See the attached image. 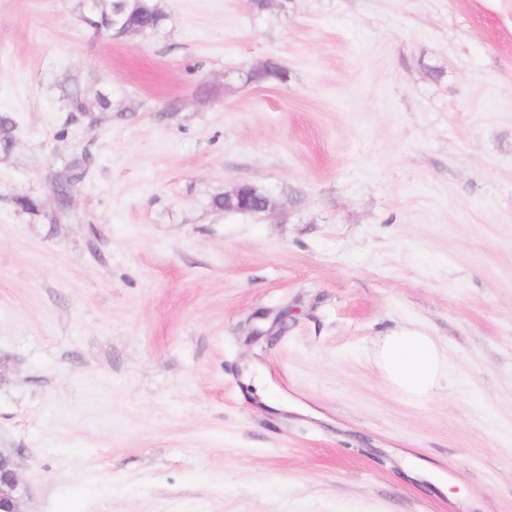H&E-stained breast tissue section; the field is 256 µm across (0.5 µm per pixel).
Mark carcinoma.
<instances>
[{
  "mask_svg": "<svg viewBox=\"0 0 512 512\" xmlns=\"http://www.w3.org/2000/svg\"><path fill=\"white\" fill-rule=\"evenodd\" d=\"M86 8L93 15L89 23L97 29L113 36H127L141 31L159 28L166 15L155 0H86ZM111 102L101 90L88 95L79 90L70 95V107L73 112L88 114L96 109L106 110ZM14 121L8 115H0V146L7 149L13 140ZM73 175L65 183L56 187L60 201H67L72 186L84 175L79 162L72 164Z\"/></svg>",
  "mask_w": 512,
  "mask_h": 512,
  "instance_id": "carcinoma-1",
  "label": "carcinoma"
}]
</instances>
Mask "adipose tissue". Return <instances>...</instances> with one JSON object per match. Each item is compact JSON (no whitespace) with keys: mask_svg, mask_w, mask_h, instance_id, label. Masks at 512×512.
I'll list each match as a JSON object with an SVG mask.
<instances>
[{"mask_svg":"<svg viewBox=\"0 0 512 512\" xmlns=\"http://www.w3.org/2000/svg\"><path fill=\"white\" fill-rule=\"evenodd\" d=\"M375 363L389 385L408 398L432 396L448 379V354L428 333L401 329L381 338Z\"/></svg>","mask_w":512,"mask_h":512,"instance_id":"adipose-tissue-1","label":"adipose tissue"}]
</instances>
